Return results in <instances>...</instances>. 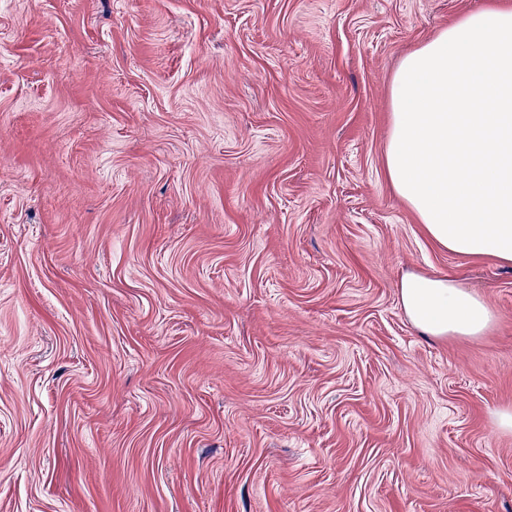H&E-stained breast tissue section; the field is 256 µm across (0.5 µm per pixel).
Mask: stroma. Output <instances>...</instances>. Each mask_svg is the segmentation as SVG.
I'll return each instance as SVG.
<instances>
[{
  "label": "stroma",
  "instance_id": "stroma-1",
  "mask_svg": "<svg viewBox=\"0 0 512 512\" xmlns=\"http://www.w3.org/2000/svg\"><path fill=\"white\" fill-rule=\"evenodd\" d=\"M486 0H0V512H512V268L385 176ZM410 272L495 314L423 336Z\"/></svg>",
  "mask_w": 512,
  "mask_h": 512
}]
</instances>
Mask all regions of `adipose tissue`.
<instances>
[{"instance_id": "adipose-tissue-1", "label": "adipose tissue", "mask_w": 512, "mask_h": 512, "mask_svg": "<svg viewBox=\"0 0 512 512\" xmlns=\"http://www.w3.org/2000/svg\"><path fill=\"white\" fill-rule=\"evenodd\" d=\"M395 193L449 252L512 266V0H487L401 62L385 150ZM409 320L437 337H471L494 314L445 274L402 278Z\"/></svg>"}]
</instances>
